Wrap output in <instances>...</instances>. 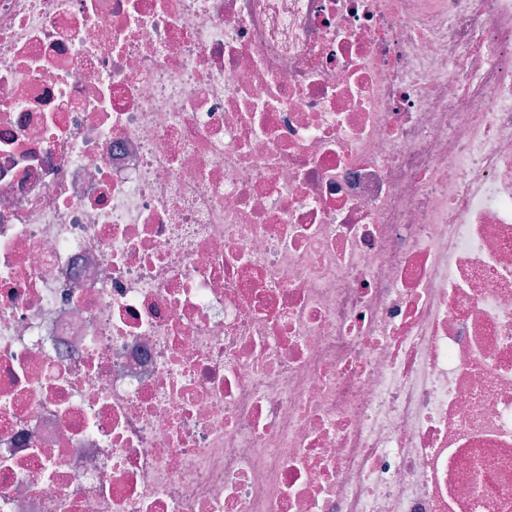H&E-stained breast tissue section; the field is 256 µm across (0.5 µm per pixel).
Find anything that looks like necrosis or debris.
<instances>
[{"mask_svg": "<svg viewBox=\"0 0 512 512\" xmlns=\"http://www.w3.org/2000/svg\"><path fill=\"white\" fill-rule=\"evenodd\" d=\"M0 512H512V0H0Z\"/></svg>", "mask_w": 512, "mask_h": 512, "instance_id": "1", "label": "necrosis or debris"}]
</instances>
